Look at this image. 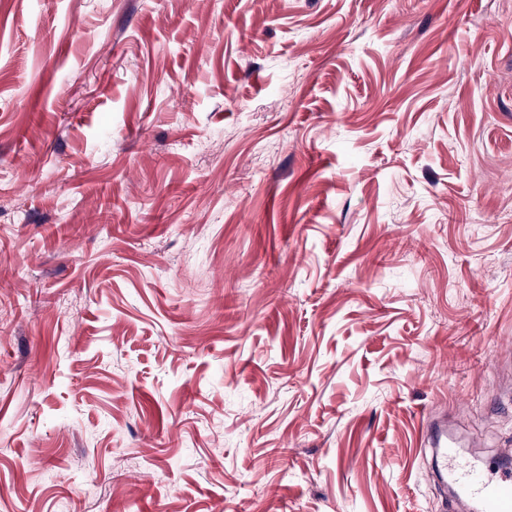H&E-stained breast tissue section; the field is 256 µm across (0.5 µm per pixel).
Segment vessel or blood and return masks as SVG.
<instances>
[{
    "label": "vessel or blood",
    "mask_w": 512,
    "mask_h": 512,
    "mask_svg": "<svg viewBox=\"0 0 512 512\" xmlns=\"http://www.w3.org/2000/svg\"><path fill=\"white\" fill-rule=\"evenodd\" d=\"M425 439L435 450L438 473L451 491L454 512H512L511 467L477 464L444 424H429Z\"/></svg>",
    "instance_id": "vessel-or-blood-1"
}]
</instances>
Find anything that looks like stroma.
Wrapping results in <instances>:
<instances>
[{
	"label": "stroma",
	"instance_id": "35a3bbf8",
	"mask_svg": "<svg viewBox=\"0 0 512 512\" xmlns=\"http://www.w3.org/2000/svg\"><path fill=\"white\" fill-rule=\"evenodd\" d=\"M512 458V0H0V512H448ZM424 440L435 449L439 476L451 491V510L512 512L510 465L477 464L460 448L446 421L441 425L429 424Z\"/></svg>",
	"mask_w": 512,
	"mask_h": 512
}]
</instances>
